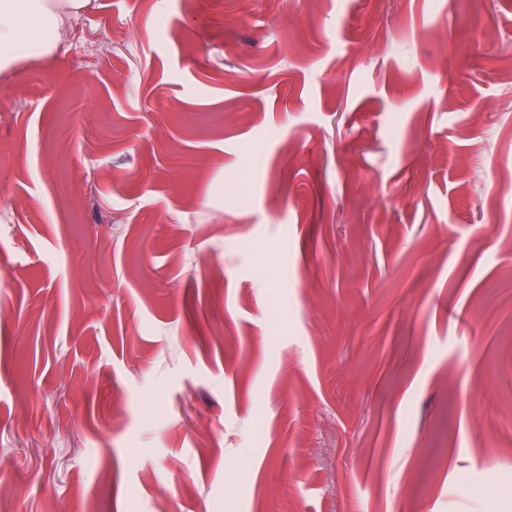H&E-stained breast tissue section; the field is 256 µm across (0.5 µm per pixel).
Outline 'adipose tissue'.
I'll use <instances>...</instances> for the list:
<instances>
[{
  "instance_id": "obj_1",
  "label": "adipose tissue",
  "mask_w": 512,
  "mask_h": 512,
  "mask_svg": "<svg viewBox=\"0 0 512 512\" xmlns=\"http://www.w3.org/2000/svg\"><path fill=\"white\" fill-rule=\"evenodd\" d=\"M82 5L83 0H0V71L51 54L49 30L60 28Z\"/></svg>"
}]
</instances>
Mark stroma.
<instances>
[{
  "mask_svg": "<svg viewBox=\"0 0 512 512\" xmlns=\"http://www.w3.org/2000/svg\"><path fill=\"white\" fill-rule=\"evenodd\" d=\"M64 28L0 72L9 512H512V0Z\"/></svg>",
  "mask_w": 512,
  "mask_h": 512,
  "instance_id": "stroma-1",
  "label": "stroma"
}]
</instances>
